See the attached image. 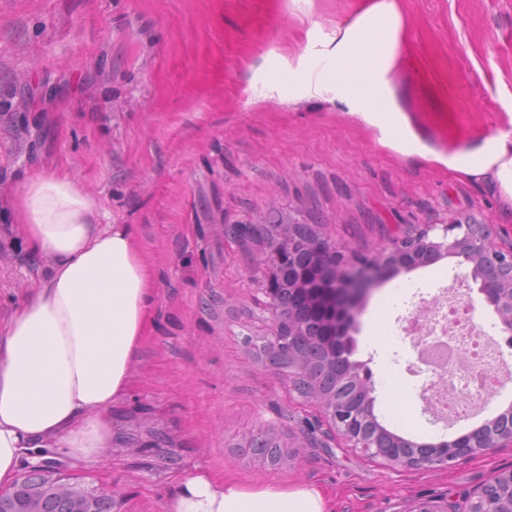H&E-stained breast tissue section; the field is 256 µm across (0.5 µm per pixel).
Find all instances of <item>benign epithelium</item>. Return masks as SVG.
<instances>
[{
    "mask_svg": "<svg viewBox=\"0 0 512 512\" xmlns=\"http://www.w3.org/2000/svg\"><path fill=\"white\" fill-rule=\"evenodd\" d=\"M245 236L266 237L272 273L262 289L275 331L263 346L270 364L293 389L316 406L346 448L380 458L395 470H445L456 460L512 446V412L506 411L452 441L417 444L391 434L374 414L373 386L365 364L352 359L351 336L361 301L382 274L413 270L445 257L472 264L478 293L512 334V248L502 250L467 224H422L397 236L378 254H347L321 233L302 237L295 222L243 224ZM258 455L282 459L273 428L254 438ZM464 512H512V469L499 470L465 499ZM409 512H453L446 497L421 498Z\"/></svg>",
    "mask_w": 512,
    "mask_h": 512,
    "instance_id": "benign-epithelium-1",
    "label": "benign epithelium"
}]
</instances>
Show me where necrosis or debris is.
Returning <instances> with one entry per match:
<instances>
[{"instance_id": "necrosis-or-debris-1", "label": "necrosis or debris", "mask_w": 512, "mask_h": 512, "mask_svg": "<svg viewBox=\"0 0 512 512\" xmlns=\"http://www.w3.org/2000/svg\"><path fill=\"white\" fill-rule=\"evenodd\" d=\"M408 336L428 343L445 342L447 355L427 362L436 377L430 387L431 406L442 415L462 416L488 398L489 378L499 367L497 352L482 342L466 303L435 298L404 318Z\"/></svg>"}]
</instances>
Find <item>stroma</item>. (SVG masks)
I'll return each mask as SVG.
<instances>
[{"label":"stroma","mask_w":512,"mask_h":512,"mask_svg":"<svg viewBox=\"0 0 512 512\" xmlns=\"http://www.w3.org/2000/svg\"><path fill=\"white\" fill-rule=\"evenodd\" d=\"M363 0H0V317L45 265L6 237L8 196L45 169L70 172L108 222L134 224L157 282L154 320L133 386L111 412L112 445L91 467L55 459L114 512H165L177 478L198 468L246 484H313L334 512H409L416 499L464 493L512 467V446L442 471H396L304 432L319 410L264 358L271 335L258 270L264 240L231 224L292 218L344 252L370 256L417 224H486L512 247V217L447 167L382 146L361 120L322 99L281 101L272 75L325 40ZM407 45L395 82L433 148L506 126L512 95V0H398ZM455 287L477 296L449 257L381 275L356 318L354 360L374 412L417 442L452 440L477 420L426 409L413 345L384 302ZM271 425L287 461L261 464L252 438Z\"/></svg>","instance_id":"obj_1"}]
</instances>
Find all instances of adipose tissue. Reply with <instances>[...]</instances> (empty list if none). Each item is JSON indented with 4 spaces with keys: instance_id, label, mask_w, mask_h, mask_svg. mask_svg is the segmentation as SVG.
<instances>
[{
    "instance_id": "ef3b65f1",
    "label": "adipose tissue",
    "mask_w": 512,
    "mask_h": 512,
    "mask_svg": "<svg viewBox=\"0 0 512 512\" xmlns=\"http://www.w3.org/2000/svg\"><path fill=\"white\" fill-rule=\"evenodd\" d=\"M406 45L397 0H367L320 47H307L281 98H324L381 133L404 156L443 164L493 192L512 211V130L440 153L403 109L395 69ZM13 232L47 264L38 286L0 321V488L22 457L94 462L112 444L110 411L132 383L153 320L156 280L134 224H105L96 199L69 173L43 170L12 196ZM166 512H332L319 487L247 485L199 468L180 479Z\"/></svg>"
}]
</instances>
